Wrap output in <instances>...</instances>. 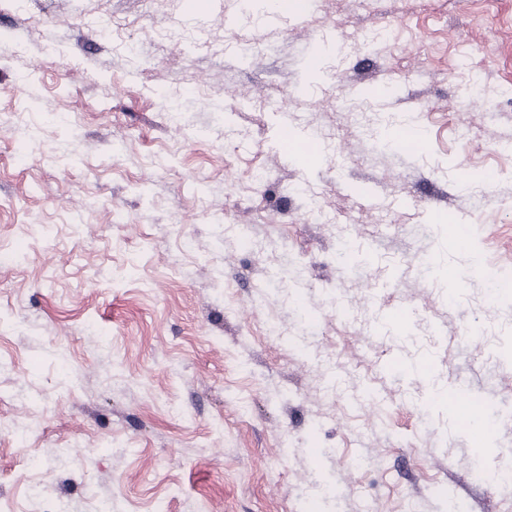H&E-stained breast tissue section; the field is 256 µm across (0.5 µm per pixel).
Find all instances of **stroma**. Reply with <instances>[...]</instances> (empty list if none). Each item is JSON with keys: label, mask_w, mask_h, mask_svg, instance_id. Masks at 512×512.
Returning a JSON list of instances; mask_svg holds the SVG:
<instances>
[{"label": "stroma", "mask_w": 512, "mask_h": 512, "mask_svg": "<svg viewBox=\"0 0 512 512\" xmlns=\"http://www.w3.org/2000/svg\"><path fill=\"white\" fill-rule=\"evenodd\" d=\"M241 8L28 0L19 13L0 0V253L26 255L0 261V512H96L103 499L112 512H512V490L480 476L512 449V422L474 444L430 391L437 377L512 413V361L483 372L459 342L512 312V155L499 150L512 143V0H315L304 18L275 15L272 50L247 62L150 37L187 21L220 32ZM90 16L121 23L142 63L98 39ZM372 25L389 41L331 73L332 43ZM463 56L498 94L495 115L460 113ZM169 91L184 105L177 125ZM283 96L288 111L262 105ZM360 99L409 113L424 150L362 135L349 110ZM285 122L338 132L337 159L297 164L278 146ZM257 167L271 183L252 182ZM313 199L361 234L349 265L334 259L339 238L307 221ZM448 220L469 225L471 244L451 253L443 298L418 305L437 338L431 368L392 373L410 353L360 335L328 299L371 288L381 312L402 308ZM228 224L250 226L265 250ZM388 252L402 262L381 267ZM488 272L501 285L490 305L448 303L460 288L481 294ZM271 322L286 336H268ZM336 379L348 384L339 403L324 391ZM20 433L41 469H28Z\"/></svg>", "instance_id": "obj_1"}]
</instances>
